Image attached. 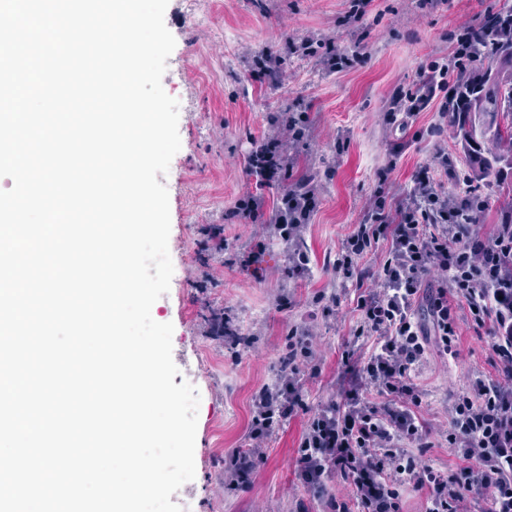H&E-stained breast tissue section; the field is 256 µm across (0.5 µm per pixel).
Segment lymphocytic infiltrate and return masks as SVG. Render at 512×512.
<instances>
[{
	"label": "lymphocytic infiltrate",
	"mask_w": 512,
	"mask_h": 512,
	"mask_svg": "<svg viewBox=\"0 0 512 512\" xmlns=\"http://www.w3.org/2000/svg\"><path fill=\"white\" fill-rule=\"evenodd\" d=\"M476 24L455 32L456 70L428 66L414 93L396 94L390 122L407 128L430 107L448 112L449 79L475 64L467 55ZM307 115L291 112L278 120L276 134L250 141L248 169L258 183L286 184L269 228L283 242L298 239L317 206L314 176L292 181L287 144L300 140ZM477 214L465 195L439 192L427 174H419L411 195L397 211L373 199L361 224L342 242L333 270L361 289L357 297V335L374 339L369 354L358 349L342 355L345 405H328L308 422L297 449L295 466L304 484L322 489L340 475L353 490V501L328 498V512H403V497L424 495V512H512V224L498 225L483 238L475 230ZM386 243L379 270L363 266L365 255ZM436 282H428V273ZM375 278L378 288L364 290ZM467 309L477 326H489L494 376H477L455 396L443 436L459 465L443 474L422 463L419 449L428 445L429 428L415 413L420 390L412 374L430 350L458 356L459 309ZM318 375L319 358L307 329L288 331L280 358L279 389L261 387L253 398L251 437L263 441L286 419L299 413L303 401L296 376ZM385 395L383 404L369 401L364 387Z\"/></svg>",
	"instance_id": "f902f5d3"
}]
</instances>
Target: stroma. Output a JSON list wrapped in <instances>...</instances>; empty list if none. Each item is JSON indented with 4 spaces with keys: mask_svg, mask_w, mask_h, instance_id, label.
<instances>
[{
    "mask_svg": "<svg viewBox=\"0 0 512 512\" xmlns=\"http://www.w3.org/2000/svg\"><path fill=\"white\" fill-rule=\"evenodd\" d=\"M504 2L370 0L365 20L354 24L344 20L346 0H209L203 13L196 0H169L164 21L176 44L167 74L181 101V148L160 178L169 194L173 276L151 312L174 326L178 370L199 376L196 473L189 483L197 512H322L323 497L295 472L297 445L309 416L342 400V353L355 341L366 352L373 345L371 338H354L358 290L336 276L331 262L375 194L387 206L398 205L423 171L437 189L460 191L456 176L466 167L453 138L437 145L414 142L412 131L389 124L388 104L396 88L412 89L423 80L429 62L449 63V31ZM304 36L333 40L348 54L362 45L367 58L346 71H329L313 58L289 54V39ZM265 49L286 59L274 82L251 74L254 55ZM284 112L308 113L311 124L289 150L293 178L314 172L320 179L317 208L302 234L310 265L299 277L288 273L283 243L260 225L230 216L247 190H260L266 209L276 208L282 186L257 188L246 149L248 138L272 133V119ZM477 191L486 200L477 225L488 238L501 209L512 203V172L490 177ZM212 224L223 225L229 247L247 244L248 262L228 267L219 257L202 263ZM318 292L335 297L332 313L312 305ZM280 295L287 299L281 307L275 304ZM213 308L230 312L250 344L233 352L208 338L205 317ZM295 324L310 327L322 371L303 377L305 411L283 421L264 442V460L249 482L228 488L224 459L251 447L252 396L275 381ZM459 332V355L447 359L430 351L425 372L415 378L423 390L418 414L431 429V446L421 459L443 472L457 463L438 436L448 426L447 398L468 388L476 373L493 372L487 331L464 321Z\"/></svg>",
    "mask_w": 512,
    "mask_h": 512,
    "instance_id": "obj_1",
    "label": "stroma"
}]
</instances>
